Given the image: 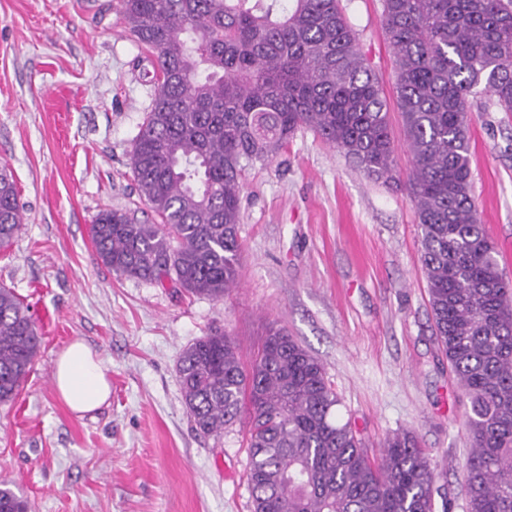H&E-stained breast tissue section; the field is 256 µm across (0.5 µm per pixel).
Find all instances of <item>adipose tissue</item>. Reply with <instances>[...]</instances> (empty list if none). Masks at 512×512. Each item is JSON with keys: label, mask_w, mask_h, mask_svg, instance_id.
Instances as JSON below:
<instances>
[{"label": "adipose tissue", "mask_w": 512, "mask_h": 512, "mask_svg": "<svg viewBox=\"0 0 512 512\" xmlns=\"http://www.w3.org/2000/svg\"><path fill=\"white\" fill-rule=\"evenodd\" d=\"M52 377L57 396L80 417L99 410L111 396L101 357L80 339L72 340L58 353Z\"/></svg>", "instance_id": "ef3b65f1"}]
</instances>
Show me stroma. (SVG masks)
Here are the masks:
<instances>
[{"mask_svg": "<svg viewBox=\"0 0 512 512\" xmlns=\"http://www.w3.org/2000/svg\"><path fill=\"white\" fill-rule=\"evenodd\" d=\"M341 5L394 98L381 0ZM152 77L119 0H0V164L23 214L0 251V286L42 336L27 381L0 405V483L31 512H251L245 425L198 434L176 365L214 330L251 363L274 325L324 364L340 417L370 455L414 430L451 512H465L467 399L433 335L400 112L389 111L397 179L367 176L303 129L272 163L244 171L240 285L216 301L116 274L92 241L100 210L141 205L130 154ZM470 102L473 194L512 281V113L483 92ZM76 338L103 358L112 388L91 417L53 387L54 358Z\"/></svg>", "mask_w": 512, "mask_h": 512, "instance_id": "stroma-1", "label": "stroma"}]
</instances>
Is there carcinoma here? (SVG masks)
<instances>
[{"instance_id":"1","label":"carcinoma","mask_w":512,"mask_h":512,"mask_svg":"<svg viewBox=\"0 0 512 512\" xmlns=\"http://www.w3.org/2000/svg\"><path fill=\"white\" fill-rule=\"evenodd\" d=\"M154 56L151 104L130 165L159 218L104 209L91 233L115 273L221 301L240 275L242 172L310 129L378 179L395 176L388 103L340 0H121ZM396 106L412 155L407 189L421 229L434 333L468 401L466 512H512V288L473 198L468 101L477 88L512 112V0H382ZM22 224L0 168V249ZM41 336L0 288V404L14 400ZM195 430L247 427L253 512H433L439 475L410 430L376 463L324 365L282 328L244 364L221 331L178 361ZM0 512H29L0 487Z\"/></svg>"}]
</instances>
